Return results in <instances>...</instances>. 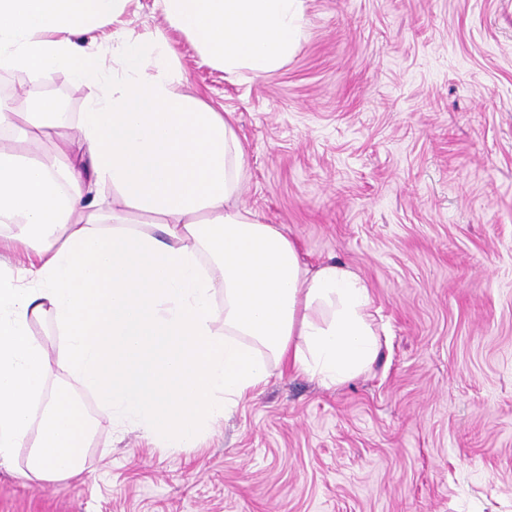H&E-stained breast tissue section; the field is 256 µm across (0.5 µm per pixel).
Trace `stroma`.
Returning <instances> with one entry per match:
<instances>
[{
    "label": "stroma",
    "instance_id": "35a3bbf8",
    "mask_svg": "<svg viewBox=\"0 0 512 512\" xmlns=\"http://www.w3.org/2000/svg\"><path fill=\"white\" fill-rule=\"evenodd\" d=\"M296 54L227 77L156 0L73 42L163 32L182 88L233 113L250 177L238 202L304 260L370 286L385 334L370 371L335 387L291 372L170 448L90 392L81 475L40 486L0 468V512H512V0H304ZM85 111L96 90L60 70ZM76 154L74 124L9 140Z\"/></svg>",
    "mask_w": 512,
    "mask_h": 512
}]
</instances>
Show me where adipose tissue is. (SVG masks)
Instances as JSON below:
<instances>
[{
  "instance_id": "obj_1",
  "label": "adipose tissue",
  "mask_w": 512,
  "mask_h": 512,
  "mask_svg": "<svg viewBox=\"0 0 512 512\" xmlns=\"http://www.w3.org/2000/svg\"><path fill=\"white\" fill-rule=\"evenodd\" d=\"M129 3L0 0L1 66L65 69L98 88L74 116L78 158L0 149V224L21 253L18 266L0 262V466L29 447L22 476L33 483L78 475L92 431L68 388L49 390V358L119 419L193 447L275 368L332 387L369 370L380 347L358 273L308 265L279 225L236 206L246 148L234 117L182 91L162 33L115 34L110 74L70 42L119 21ZM160 3L230 76L265 77L302 37L303 0ZM54 115L45 98L22 115L0 98L1 132ZM43 314L63 338L52 354L30 331Z\"/></svg>"
}]
</instances>
